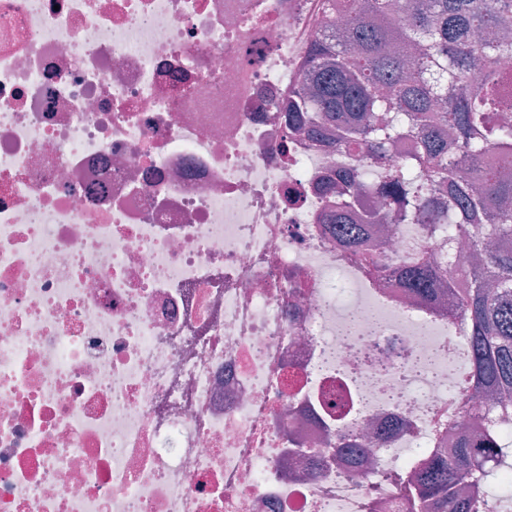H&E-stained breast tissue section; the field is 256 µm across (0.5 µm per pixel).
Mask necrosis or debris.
<instances>
[{"label": "necrosis or debris", "instance_id": "4bbe7bcc", "mask_svg": "<svg viewBox=\"0 0 512 512\" xmlns=\"http://www.w3.org/2000/svg\"><path fill=\"white\" fill-rule=\"evenodd\" d=\"M322 15L0 0V512H402L389 466L481 434L457 320L397 286L469 249L367 193L392 262H356L324 187L366 159L280 111Z\"/></svg>", "mask_w": 512, "mask_h": 512}]
</instances>
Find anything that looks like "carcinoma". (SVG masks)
<instances>
[{
	"instance_id": "carcinoma-1",
	"label": "carcinoma",
	"mask_w": 512,
	"mask_h": 512,
	"mask_svg": "<svg viewBox=\"0 0 512 512\" xmlns=\"http://www.w3.org/2000/svg\"><path fill=\"white\" fill-rule=\"evenodd\" d=\"M327 24L308 52L302 88L288 102L289 125L332 151H362L364 173L399 217L419 224L427 208L448 199L450 239H485L489 247L461 272L426 256L407 260L400 285L414 296L448 298L468 334V361L457 371L466 395L489 404L479 416L486 435L458 436L446 458L424 457L384 473L404 492L405 512H490L488 488L507 479L484 468L512 435L494 428L496 413L512 412V180L492 164L465 168L487 153L512 161V125L497 120L509 102L497 74L512 54V0H352L344 27L332 17L338 0H323ZM410 138L399 165L388 151ZM354 176L336 184V235L351 257L378 273L380 252L361 248L366 234L346 221Z\"/></svg>"
}]
</instances>
